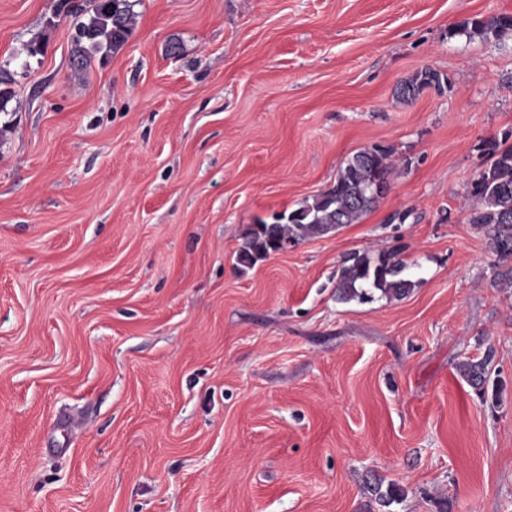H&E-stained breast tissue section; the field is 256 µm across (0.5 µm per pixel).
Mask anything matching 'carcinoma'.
Segmentation results:
<instances>
[{"instance_id": "obj_1", "label": "carcinoma", "mask_w": 512, "mask_h": 512, "mask_svg": "<svg viewBox=\"0 0 512 512\" xmlns=\"http://www.w3.org/2000/svg\"><path fill=\"white\" fill-rule=\"evenodd\" d=\"M139 0H86V5H71L60 0V8L74 17L77 56L80 68L90 65L82 43L96 52H115L128 40L136 23ZM459 34L469 37H494L512 33V15L492 14L464 24ZM449 88L448 77L433 69H422L404 79L396 88V98L411 102L426 90L438 93ZM494 160L473 182L469 222L491 228L493 251L500 258H512V146L492 148ZM394 151L374 146L355 153L340 168L336 181L327 191L303 202L289 213L277 214L273 222L249 225L242 234L236 260L251 267L268 258L283 243L329 235L346 224H355L373 210L387 187L395 162ZM390 251L373 263L364 254L355 253L345 260L338 274L336 300L371 301L375 292L388 300H401L416 282L404 275L409 265ZM488 362L464 360L457 371L464 381L481 393L488 381Z\"/></svg>"}]
</instances>
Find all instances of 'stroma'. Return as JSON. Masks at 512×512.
Instances as JSON below:
<instances>
[{
    "mask_svg": "<svg viewBox=\"0 0 512 512\" xmlns=\"http://www.w3.org/2000/svg\"><path fill=\"white\" fill-rule=\"evenodd\" d=\"M55 6L0 0V512H512V264L468 221L512 35L455 32L512 0H140L85 69ZM375 145L372 211L239 267ZM395 249L408 296L337 301ZM449 88L448 77L433 69H422L404 79L396 88V98L400 102H411L428 89L442 93ZM487 366V360H464L457 365V371L469 386L481 393L488 381Z\"/></svg>",
    "mask_w": 512,
    "mask_h": 512,
    "instance_id": "obj_1",
    "label": "stroma"
}]
</instances>
